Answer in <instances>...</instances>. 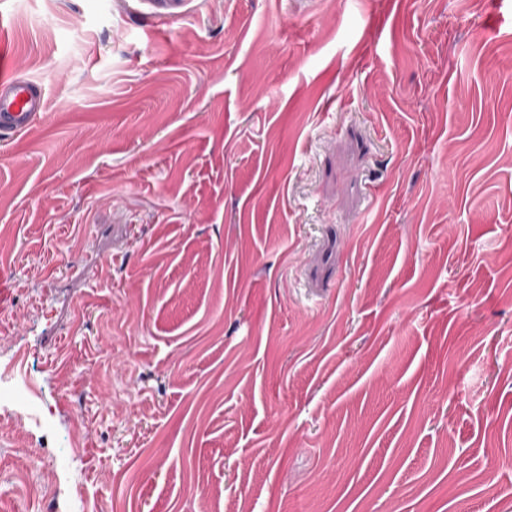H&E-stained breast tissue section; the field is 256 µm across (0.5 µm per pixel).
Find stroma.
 <instances>
[{"label":"stroma","mask_w":512,"mask_h":512,"mask_svg":"<svg viewBox=\"0 0 512 512\" xmlns=\"http://www.w3.org/2000/svg\"><path fill=\"white\" fill-rule=\"evenodd\" d=\"M0 13V512H498L512 0ZM45 111L39 83L17 74L0 77V133H17Z\"/></svg>","instance_id":"obj_1"}]
</instances>
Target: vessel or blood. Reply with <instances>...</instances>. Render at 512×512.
Returning <instances> with one entry per match:
<instances>
[{"mask_svg":"<svg viewBox=\"0 0 512 512\" xmlns=\"http://www.w3.org/2000/svg\"><path fill=\"white\" fill-rule=\"evenodd\" d=\"M44 110L39 83L17 74L0 76V133L26 129Z\"/></svg>","mask_w":512,"mask_h":512,"instance_id":"vessel-or-blood-1","label":"vessel or blood"}]
</instances>
